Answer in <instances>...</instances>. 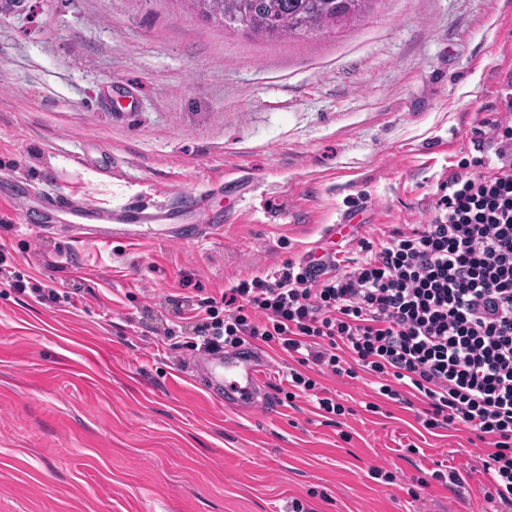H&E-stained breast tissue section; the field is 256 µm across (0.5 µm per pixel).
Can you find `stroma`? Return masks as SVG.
Instances as JSON below:
<instances>
[{
  "label": "stroma",
  "instance_id": "obj_1",
  "mask_svg": "<svg viewBox=\"0 0 512 512\" xmlns=\"http://www.w3.org/2000/svg\"><path fill=\"white\" fill-rule=\"evenodd\" d=\"M511 78L512 0H377L361 24L290 41L183 0L0 8V512H486L488 447L466 427L366 412V375L320 376L349 409L331 421L272 390L227 409L191 370L205 352L165 333L197 289L309 254L343 264L359 240L427 222L458 161L494 154L471 129L502 117ZM20 192L181 219L124 224L103 245L23 222ZM206 192L220 233L179 239ZM409 442L421 452L406 461ZM440 463L463 495L432 480Z\"/></svg>",
  "mask_w": 512,
  "mask_h": 512
}]
</instances>
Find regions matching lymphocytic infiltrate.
<instances>
[{
    "instance_id": "1",
    "label": "lymphocytic infiltrate",
    "mask_w": 512,
    "mask_h": 512,
    "mask_svg": "<svg viewBox=\"0 0 512 512\" xmlns=\"http://www.w3.org/2000/svg\"><path fill=\"white\" fill-rule=\"evenodd\" d=\"M495 161L475 156L438 186L432 216L411 231L364 240L350 270L308 258L193 302L186 344L206 351L257 340L291 359L275 390L344 415L318 375L378 380L380 403L424 404L428 430L461 424L490 450L484 494L512 512V119L483 121Z\"/></svg>"
}]
</instances>
